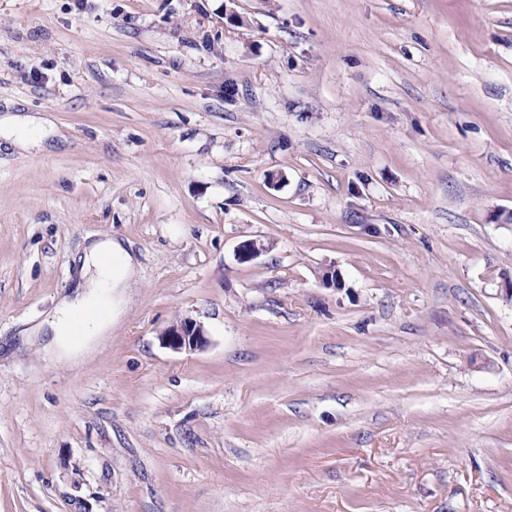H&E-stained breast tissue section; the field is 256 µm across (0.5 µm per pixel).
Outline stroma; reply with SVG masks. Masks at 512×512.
<instances>
[{
	"label": "stroma",
	"instance_id": "obj_1",
	"mask_svg": "<svg viewBox=\"0 0 512 512\" xmlns=\"http://www.w3.org/2000/svg\"><path fill=\"white\" fill-rule=\"evenodd\" d=\"M8 113L0 512H512V0H0ZM42 131V121L36 117H28L25 120L15 117L0 118V137L16 147L27 148ZM78 276L82 281L74 296L63 299L51 322L55 348L66 355H78L112 326L113 288H129L134 276V260L121 242L105 236L91 242L78 256ZM101 311L104 316L82 322L77 334L76 322L88 312ZM80 335V336H79ZM205 336L203 324L186 317L169 326L161 334V341L166 348L175 352L194 351L204 346Z\"/></svg>",
	"mask_w": 512,
	"mask_h": 512
}]
</instances>
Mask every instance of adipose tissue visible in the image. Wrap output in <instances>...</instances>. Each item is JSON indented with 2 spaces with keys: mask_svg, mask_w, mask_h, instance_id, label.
<instances>
[{
  "mask_svg": "<svg viewBox=\"0 0 512 512\" xmlns=\"http://www.w3.org/2000/svg\"><path fill=\"white\" fill-rule=\"evenodd\" d=\"M81 283L74 296L62 300L50 328L55 347L67 355L81 353L112 325V291L128 287L134 260L121 242L105 236L78 256Z\"/></svg>",
  "mask_w": 512,
  "mask_h": 512,
  "instance_id": "1",
  "label": "adipose tissue"
}]
</instances>
